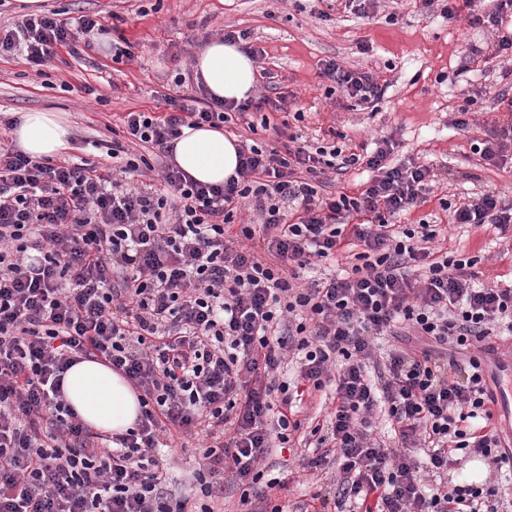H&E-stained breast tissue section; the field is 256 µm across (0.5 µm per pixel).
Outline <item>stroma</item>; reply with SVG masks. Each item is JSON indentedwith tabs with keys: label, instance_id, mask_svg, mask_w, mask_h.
Here are the masks:
<instances>
[{
	"label": "stroma",
	"instance_id": "stroma-1",
	"mask_svg": "<svg viewBox=\"0 0 512 512\" xmlns=\"http://www.w3.org/2000/svg\"><path fill=\"white\" fill-rule=\"evenodd\" d=\"M42 7L66 18H103L108 39L129 41L135 59L113 65L110 49L97 43L84 64L63 52L39 78L20 58L0 59L4 142L12 140L6 119L30 110L61 112L72 129L70 155L96 160L99 142L111 140L109 128L122 112L155 110L175 75L191 72L197 49L225 31H241L247 45L264 50L262 65L274 74L288 112H303L297 127L310 142L336 132L356 147L385 137L394 162L413 159L443 174L400 223L448 225V248L479 256V281L512 284V233L454 226L440 207L441 200L455 205L486 190L512 205V160L487 162L473 150L491 132L512 127V112L497 102L512 98V58L498 54L492 28L470 26L467 11L448 20L425 14L420 0H376L365 17L336 0H43ZM391 14L396 22H388ZM329 58L376 73L387 89L375 107H352L342 92L327 93L319 71ZM469 97L470 128L462 131L452 121ZM265 465L287 483L288 507L297 512L307 492L298 483L297 458L275 448Z\"/></svg>",
	"mask_w": 512,
	"mask_h": 512
}]
</instances>
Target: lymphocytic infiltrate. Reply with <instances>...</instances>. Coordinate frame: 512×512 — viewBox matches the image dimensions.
<instances>
[{"label": "lymphocytic infiltrate", "instance_id": "lymphocytic-infiltrate-1", "mask_svg": "<svg viewBox=\"0 0 512 512\" xmlns=\"http://www.w3.org/2000/svg\"><path fill=\"white\" fill-rule=\"evenodd\" d=\"M101 27L35 14L0 33V57L39 77L60 51L81 60L80 35ZM319 76L366 109L385 93L334 60ZM162 100L165 111L123 114L101 162L0 142V512H213L196 495L223 493L228 475L258 483L270 448L298 431L316 449L308 468L333 461L340 473L303 512H497L512 452L500 449L478 354L499 327L512 331V285L477 282L476 258L444 251L442 225L397 224L434 181L430 166L391 164L384 139L366 155L313 147L265 118L275 145L240 142L235 177L203 184L173 163L154 168L147 149L185 126L282 112L285 98ZM355 166L370 174L359 192L321 193L327 172ZM152 171L155 182H133ZM454 221L503 233L512 213L487 192ZM471 347L467 364L452 360ZM291 354L293 388L278 379ZM90 357L140 391L126 433L92 432L64 398L65 373ZM319 395L331 409L304 425ZM379 413L396 445L375 437ZM190 439L199 491L176 494L170 451ZM470 456L499 480L448 483Z\"/></svg>", "mask_w": 512, "mask_h": 512}]
</instances>
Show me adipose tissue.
Returning a JSON list of instances; mask_svg holds the SVG:
<instances>
[{
  "mask_svg": "<svg viewBox=\"0 0 512 512\" xmlns=\"http://www.w3.org/2000/svg\"><path fill=\"white\" fill-rule=\"evenodd\" d=\"M192 63L207 90L222 100L242 101L255 86V65L239 45L212 41L195 53ZM13 137L31 156L54 157L68 148L71 128L63 113L32 110L21 114ZM174 160L197 181L221 184L236 169L237 141L217 129L187 128L175 144ZM63 388L69 406L89 427L112 434L135 426L140 414L137 393L108 365L81 360L67 371Z\"/></svg>",
  "mask_w": 512,
  "mask_h": 512,
  "instance_id": "ef3b65f1",
  "label": "adipose tissue"
}]
</instances>
